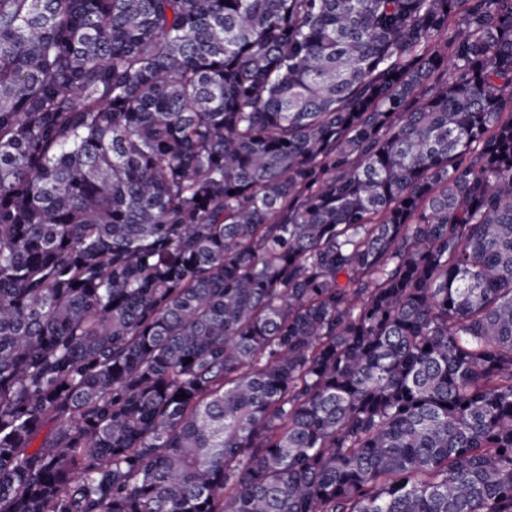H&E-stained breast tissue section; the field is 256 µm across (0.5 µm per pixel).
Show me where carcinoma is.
<instances>
[{
	"label": "carcinoma",
	"mask_w": 512,
	"mask_h": 512,
	"mask_svg": "<svg viewBox=\"0 0 512 512\" xmlns=\"http://www.w3.org/2000/svg\"><path fill=\"white\" fill-rule=\"evenodd\" d=\"M0 512H512V0H0Z\"/></svg>",
	"instance_id": "cac0c4a2"
}]
</instances>
